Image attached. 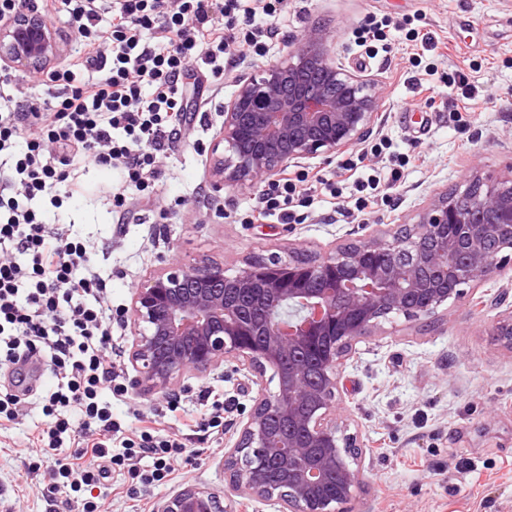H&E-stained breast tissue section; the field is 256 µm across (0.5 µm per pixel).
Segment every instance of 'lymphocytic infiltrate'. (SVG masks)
I'll list each match as a JSON object with an SVG mask.
<instances>
[{"mask_svg":"<svg viewBox=\"0 0 512 512\" xmlns=\"http://www.w3.org/2000/svg\"><path fill=\"white\" fill-rule=\"evenodd\" d=\"M25 10L50 24L69 15L81 46L51 71L54 89L40 101L0 71V366L36 357L47 367L53 383L35 397L44 421L32 442L41 454L64 453L50 488L77 512H106L97 489L110 472L145 488L165 484L184 445L148 415L120 437L112 401L128 388L112 363L109 280L91 262L94 242L47 224L36 203L58 209L72 197L81 157L120 170L111 193L118 223L134 218L133 202L151 205L186 118L185 78L218 85L238 48L268 54L288 0H0L2 18ZM320 190L338 192L320 175L284 172L250 221L303 223Z\"/></svg>","mask_w":512,"mask_h":512,"instance_id":"f902f5d3","label":"lymphocytic infiltrate"}]
</instances>
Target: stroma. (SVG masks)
<instances>
[{"instance_id":"35a3bbf8","label":"stroma","mask_w":512,"mask_h":512,"mask_svg":"<svg viewBox=\"0 0 512 512\" xmlns=\"http://www.w3.org/2000/svg\"><path fill=\"white\" fill-rule=\"evenodd\" d=\"M396 23L386 56L369 58L350 35L368 17ZM438 44L432 71L413 66L408 29ZM319 30L349 70L378 83L381 122L366 140L387 138L390 154L375 158L380 177H388L392 158L411 155L396 183L394 207L377 206L364 215L340 216L343 199L316 195L302 224H246L242 218L258 200V189L228 186L214 192L208 173L210 144L224 116L204 110L200 96L186 88L191 122L170 146L162 186L170 206L157 224L149 207L138 219L115 223L109 191L117 171L95 165L78 174L80 192L61 209L49 211L52 225L72 226L98 245L94 262L112 289V336L121 347L132 341L126 322L135 286L150 271L176 260H209L237 273L257 259L289 257L318 260L337 248L392 233L399 219L414 222L440 194L465 186L472 175L512 176V0H290L288 27L268 56L248 60L224 78L220 101H230L240 79L273 64ZM463 73L472 98H448V79ZM435 87L417 93V83ZM512 281V262L466 297L416 321L389 315L355 343L339 369L336 424L361 448L362 483L344 512H512V352L493 334L498 310L473 306L492 299ZM260 375L235 359L220 372L185 380L189 414L202 410L200 394L224 395V431L206 435L166 428L185 442L168 484L129 500L110 475L109 512H155L188 485L216 492L224 512H280L275 501L233 489L225 454L237 440L240 423L258 393ZM165 396L130 390L112 404L123 432L137 425L136 414L161 413ZM41 420L29 410L19 425L0 433V512H75L63 494L48 491L50 461L38 472L31 461L30 429Z\"/></svg>"}]
</instances>
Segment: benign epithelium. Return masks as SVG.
I'll use <instances>...</instances> for the list:
<instances>
[{
	"label": "benign epithelium",
	"mask_w": 512,
	"mask_h": 512,
	"mask_svg": "<svg viewBox=\"0 0 512 512\" xmlns=\"http://www.w3.org/2000/svg\"><path fill=\"white\" fill-rule=\"evenodd\" d=\"M67 49L35 13L0 20V66L41 77ZM379 116L374 79L350 71L317 31L278 62L239 82L224 105L211 152L212 187L254 186L319 154L359 143ZM474 192L462 207L457 196ZM492 241L495 250L488 248ZM512 249V177L473 176L445 193L403 231L339 248L323 260L266 275L252 264L229 276L199 261L154 272L135 288L127 319L133 330L128 361L143 391L172 394L234 358L271 367L277 391L258 394L227 455L233 485L275 500L288 512H337L360 486L351 437L338 436L333 401L336 366L353 344L396 313L408 320L434 315L498 275ZM261 282L263 307L246 308L230 291ZM512 352V305L494 328ZM333 478L334 497L318 489ZM157 512H223L216 493L187 486Z\"/></svg>",
	"instance_id": "benign-epithelium-1"
}]
</instances>
